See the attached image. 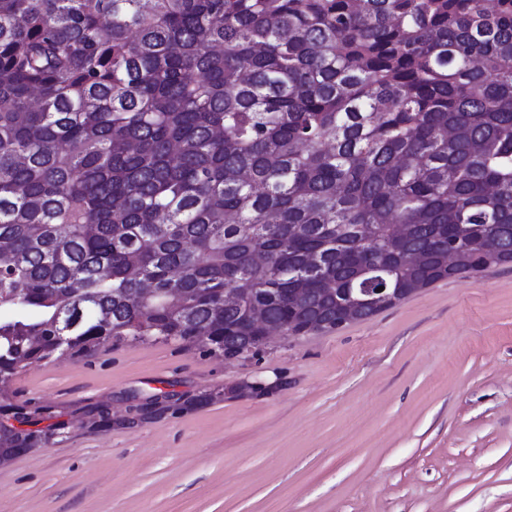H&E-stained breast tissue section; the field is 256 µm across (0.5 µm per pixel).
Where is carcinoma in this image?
<instances>
[{"label":"carcinoma","instance_id":"carcinoma-1","mask_svg":"<svg viewBox=\"0 0 512 512\" xmlns=\"http://www.w3.org/2000/svg\"><path fill=\"white\" fill-rule=\"evenodd\" d=\"M511 255L512 0H0V455L32 365L239 352L226 288L297 336Z\"/></svg>","mask_w":512,"mask_h":512}]
</instances>
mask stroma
<instances>
[{"mask_svg": "<svg viewBox=\"0 0 512 512\" xmlns=\"http://www.w3.org/2000/svg\"><path fill=\"white\" fill-rule=\"evenodd\" d=\"M9 390L63 427L0 465V512H512V264L253 357L123 341Z\"/></svg>", "mask_w": 512, "mask_h": 512, "instance_id": "obj_1", "label": "stroma"}]
</instances>
